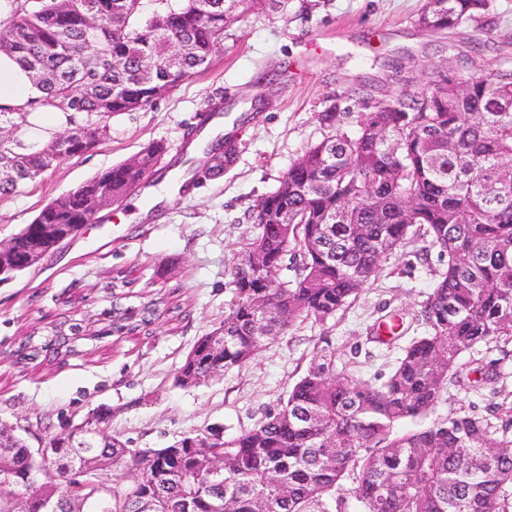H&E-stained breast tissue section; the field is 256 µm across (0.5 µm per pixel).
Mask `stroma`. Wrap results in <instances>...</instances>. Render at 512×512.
Returning a JSON list of instances; mask_svg holds the SVG:
<instances>
[{
	"mask_svg": "<svg viewBox=\"0 0 512 512\" xmlns=\"http://www.w3.org/2000/svg\"><path fill=\"white\" fill-rule=\"evenodd\" d=\"M291 0L287 12L250 13L214 50L209 66L159 96L151 106L112 117L90 152L60 161L19 192L0 198V241L10 240L39 210L112 165L154 142L169 156L184 149L188 129L214 102L224 104L213 133L238 140L235 163L218 179H199L177 192L170 180L155 184L169 200L151 205L137 192L106 209L107 220L87 226L37 268L0 284V425L24 429L30 446L69 422L102 413L109 433L133 448H162L218 426L225 433L254 427L276 408L306 369L319 337H329L351 373L386 377L398 346L367 341L370 326L386 315L410 317L430 292L440 267L416 258L422 241L390 256L358 298L325 325L301 324L271 341L245 366L196 385L177 373L195 342L219 326L233 300L230 270L254 228L247 215L274 190L310 144L328 134L318 115L341 114V131L354 133L370 96L419 92L433 73L461 80L498 68L512 47V0H490L483 25L448 33L422 28L423 0H319L305 11ZM484 45L474 68L458 53ZM132 269L148 282V297L175 298L185 314L160 318L151 334L130 341L104 335L101 314L112 309L107 289L116 270ZM82 296L93 318L92 335L74 355L36 368L12 363L28 336L43 340L65 301ZM480 363H495L499 377L465 394L448 389L436 413L489 414L512 402V341L478 346Z\"/></svg>",
	"mask_w": 512,
	"mask_h": 512,
	"instance_id": "obj_1",
	"label": "stroma"
}]
</instances>
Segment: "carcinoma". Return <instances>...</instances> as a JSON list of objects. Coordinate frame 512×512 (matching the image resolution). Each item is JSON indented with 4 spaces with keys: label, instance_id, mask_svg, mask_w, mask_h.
Wrapping results in <instances>:
<instances>
[{
    "label": "carcinoma",
    "instance_id": "carcinoma-1",
    "mask_svg": "<svg viewBox=\"0 0 512 512\" xmlns=\"http://www.w3.org/2000/svg\"><path fill=\"white\" fill-rule=\"evenodd\" d=\"M124 29L112 32L114 2ZM0 21V38L27 69L50 103L70 114L103 123L158 98L156 87H173L206 68L215 46L240 21V14L270 4L288 11V0H240L242 13L225 0H13ZM490 0H424L418 23L432 31L479 23ZM101 22L95 49L126 62V68L96 71L80 60L84 18ZM184 41L179 80L161 68L153 82L138 74L143 57H168L169 43ZM178 157L159 166L166 147L141 151L138 166L125 161L68 192L63 209L44 206L14 237L16 261L45 245L43 224H81L86 202L107 193L121 200L148 180L161 181L184 167V186L196 166L213 179L223 165L208 156ZM0 168L14 180L0 184L11 195L50 169L43 151L20 153L0 142ZM288 223H283V215ZM256 233L231 271L236 301L224 322L200 337L181 366L177 382L195 383L211 367H241L270 341L298 322L323 325L356 299L406 244L421 240L436 249L443 267L420 305L424 334L402 348L388 377L378 383L336 372L330 341L319 344L286 402L249 430L226 436L211 455L224 459L222 485H204L206 474L193 448L135 450L115 435L95 449L108 458L101 476L88 482L61 473L52 461L30 456L17 434L0 435V512L13 498L67 501L77 491L101 502L95 512H331L327 498L352 482L361 512H506L512 488V419L501 425L473 412L425 423L452 385L475 391L496 376L492 366L467 370L462 357L479 344L512 336V67L498 68L463 89L442 94L402 91L374 99L357 134L324 138L305 149L278 187L250 214ZM254 254L264 260L250 275ZM293 276L279 279L286 259ZM182 313L178 301L162 309ZM150 299L115 307L116 335L133 339L147 331L160 311ZM264 331L253 333L255 320ZM403 317L385 325L391 337L369 340L391 345L402 338ZM47 339L14 351L16 364L36 362ZM479 373L481 378H472ZM495 445L486 464L483 449ZM146 471L136 484L116 471ZM43 474L35 485L28 472Z\"/></svg>",
    "mask_w": 512,
    "mask_h": 512
}]
</instances>
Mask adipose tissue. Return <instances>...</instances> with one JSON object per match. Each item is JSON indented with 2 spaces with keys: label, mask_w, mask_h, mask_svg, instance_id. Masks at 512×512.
<instances>
[{
  "label": "adipose tissue",
  "mask_w": 512,
  "mask_h": 512,
  "mask_svg": "<svg viewBox=\"0 0 512 512\" xmlns=\"http://www.w3.org/2000/svg\"><path fill=\"white\" fill-rule=\"evenodd\" d=\"M45 96V91L35 86L17 60L0 52V109L36 116V135L44 143L50 141L66 121L65 113L47 105Z\"/></svg>",
  "instance_id": "obj_1"
}]
</instances>
